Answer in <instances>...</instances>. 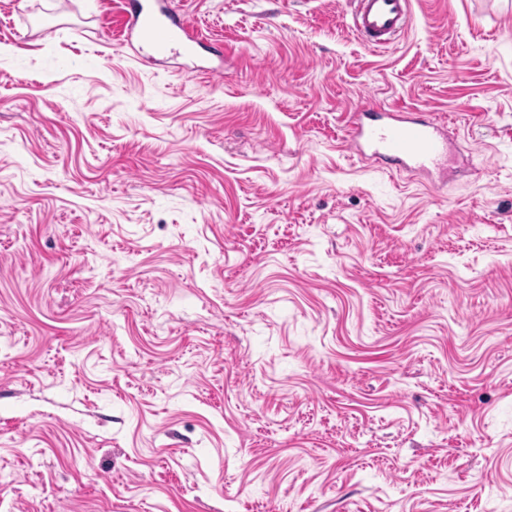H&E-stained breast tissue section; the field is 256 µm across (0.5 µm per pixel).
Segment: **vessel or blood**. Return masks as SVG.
Here are the masks:
<instances>
[{"label":"vessel or blood","mask_w":512,"mask_h":512,"mask_svg":"<svg viewBox=\"0 0 512 512\" xmlns=\"http://www.w3.org/2000/svg\"><path fill=\"white\" fill-rule=\"evenodd\" d=\"M353 30L364 43L383 49L405 35L412 21L411 0H353ZM128 22L139 39L160 55L191 56L204 38L179 21L132 7ZM351 147L366 159L384 161L399 170L429 173L447 154L448 129L429 119L361 107L348 115Z\"/></svg>","instance_id":"vessel-or-blood-1"}]
</instances>
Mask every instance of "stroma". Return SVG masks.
<instances>
[{"label": "stroma", "mask_w": 512, "mask_h": 512, "mask_svg": "<svg viewBox=\"0 0 512 512\" xmlns=\"http://www.w3.org/2000/svg\"><path fill=\"white\" fill-rule=\"evenodd\" d=\"M123 2L0 0V512H512V0ZM353 31L376 49L394 45L412 21L411 0H353ZM128 22L131 31H136L139 39L159 55L193 56L205 41L186 21L168 24L155 13L139 9L137 4L131 7ZM347 123L350 146L368 160L421 175L446 158L448 128L430 119L360 107Z\"/></svg>", "instance_id": "obj_1"}]
</instances>
